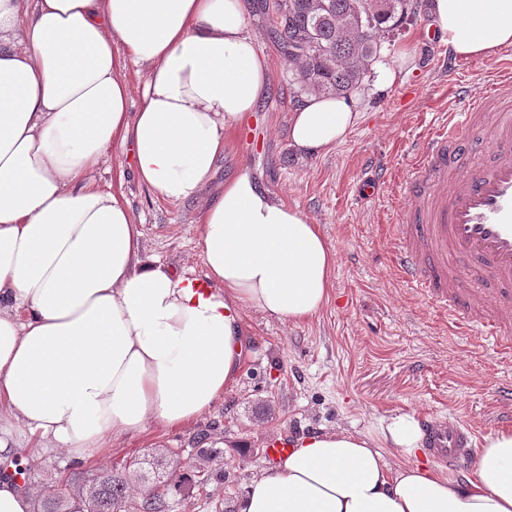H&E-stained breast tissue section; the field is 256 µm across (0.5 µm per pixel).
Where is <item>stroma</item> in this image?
<instances>
[{
  "label": "stroma",
  "mask_w": 512,
  "mask_h": 512,
  "mask_svg": "<svg viewBox=\"0 0 512 512\" xmlns=\"http://www.w3.org/2000/svg\"><path fill=\"white\" fill-rule=\"evenodd\" d=\"M247 27L270 68L269 90L254 112L224 136L212 182L195 200L170 202L141 184L128 149L114 142L101 162L96 186L114 192L143 231L146 255L175 273L202 276L197 220L218 187L246 171L276 199L299 207L319 224L337 257L331 294L310 321L293 323L253 310L243 313L247 350L235 384L221 402L194 423L144 430L110 439L93 470L117 466L157 448H184L198 431L212 428L224 450V478L180 498L175 512H224L269 465L273 440L296 438L338 426L376 434L382 421L400 414L430 415L470 424L479 437L498 428L505 404L499 389L512 383V365L487 343L451 330L442 313L423 301L394 271L388 225L403 204L401 187L443 114L481 95L483 71L512 61V50L488 59L457 57L445 68L443 49L424 38L425 0L402 35L383 42L378 61L399 66L396 81L376 84L368 72L352 93L362 114L346 141L330 152L297 155L288 145L296 103L291 73L280 47L265 33L271 0H243ZM414 61L400 66L401 52ZM388 170L379 199L363 201L355 186L369 160ZM21 487L48 492L66 460L30 442L21 457Z\"/></svg>",
  "instance_id": "obj_1"
}]
</instances>
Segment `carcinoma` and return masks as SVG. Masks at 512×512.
I'll use <instances>...</instances> for the list:
<instances>
[{
  "label": "carcinoma",
  "instance_id": "cac0c4a2",
  "mask_svg": "<svg viewBox=\"0 0 512 512\" xmlns=\"http://www.w3.org/2000/svg\"><path fill=\"white\" fill-rule=\"evenodd\" d=\"M405 0H275L267 33L278 41L293 74L294 94L345 97L358 88L381 41L400 31L409 13ZM201 432L189 444L194 465L182 468L169 450L94 473L60 476L34 512H173L178 496L224 479V449L208 445ZM141 487L133 495L132 482Z\"/></svg>",
  "mask_w": 512,
  "mask_h": 512
}]
</instances>
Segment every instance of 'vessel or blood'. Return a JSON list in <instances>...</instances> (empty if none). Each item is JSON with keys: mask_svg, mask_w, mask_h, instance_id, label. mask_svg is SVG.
Wrapping results in <instances>:
<instances>
[{"mask_svg": "<svg viewBox=\"0 0 512 512\" xmlns=\"http://www.w3.org/2000/svg\"><path fill=\"white\" fill-rule=\"evenodd\" d=\"M512 72L499 71L489 92L449 113L425 150L411 162L405 206L392 226L393 263L424 299L512 358ZM501 289L477 305L469 271ZM434 460L463 473L473 441L458 422L424 418Z\"/></svg>", "mask_w": 512, "mask_h": 512, "instance_id": "1", "label": "vessel or blood"}]
</instances>
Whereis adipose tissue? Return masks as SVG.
<instances>
[{
	"mask_svg": "<svg viewBox=\"0 0 512 512\" xmlns=\"http://www.w3.org/2000/svg\"><path fill=\"white\" fill-rule=\"evenodd\" d=\"M445 47H512V0H429ZM144 66L130 112L126 62ZM242 0H0V461L31 439L81 461L107 436L185 427L221 401L245 353L239 311L304 321L324 307L336 249L248 172L203 210V277L142 258L129 207L97 188L113 141L172 202L199 196L224 133L268 87ZM351 98L304 97L289 145L327 153L360 120ZM415 415L378 436L298 437L246 487L238 512H512V430L477 450L464 480L419 458ZM405 457L390 468L383 454Z\"/></svg>",
	"mask_w": 512,
	"mask_h": 512,
	"instance_id": "obj_1",
	"label": "adipose tissue"
}]
</instances>
